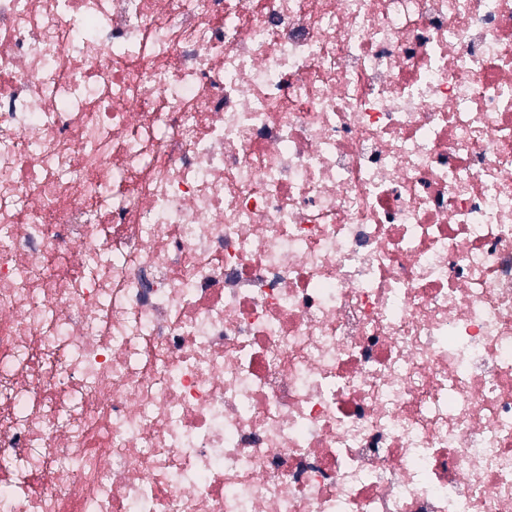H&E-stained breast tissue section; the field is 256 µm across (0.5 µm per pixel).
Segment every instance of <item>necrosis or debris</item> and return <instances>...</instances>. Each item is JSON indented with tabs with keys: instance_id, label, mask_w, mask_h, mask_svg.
<instances>
[{
	"instance_id": "necrosis-or-debris-1",
	"label": "necrosis or debris",
	"mask_w": 512,
	"mask_h": 512,
	"mask_svg": "<svg viewBox=\"0 0 512 512\" xmlns=\"http://www.w3.org/2000/svg\"><path fill=\"white\" fill-rule=\"evenodd\" d=\"M0 512H512V0H0Z\"/></svg>"
}]
</instances>
